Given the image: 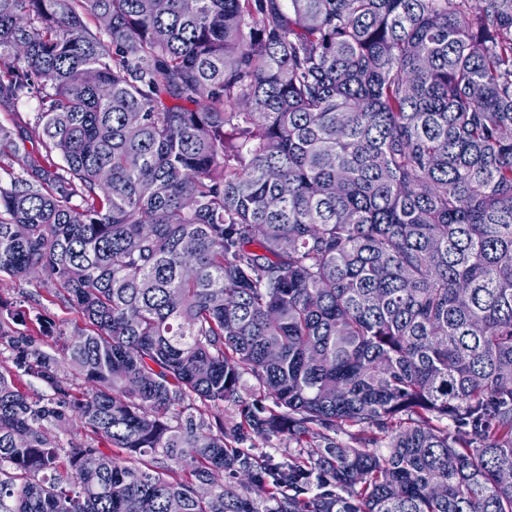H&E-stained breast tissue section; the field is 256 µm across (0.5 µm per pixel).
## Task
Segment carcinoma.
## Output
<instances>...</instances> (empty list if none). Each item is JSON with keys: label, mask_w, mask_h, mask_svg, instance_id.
Returning <instances> with one entry per match:
<instances>
[{"label": "carcinoma", "mask_w": 512, "mask_h": 512, "mask_svg": "<svg viewBox=\"0 0 512 512\" xmlns=\"http://www.w3.org/2000/svg\"><path fill=\"white\" fill-rule=\"evenodd\" d=\"M32 95L4 512H512V0H0ZM35 279L16 280L9 277H0V301L7 303L20 311V319L24 320L23 325H16L37 336L31 319L34 323L35 315L40 313L42 320L56 325L69 335L77 326H82L81 317L72 309L53 299L47 288H53L51 283H44Z\"/></svg>", "instance_id": "1"}]
</instances>
